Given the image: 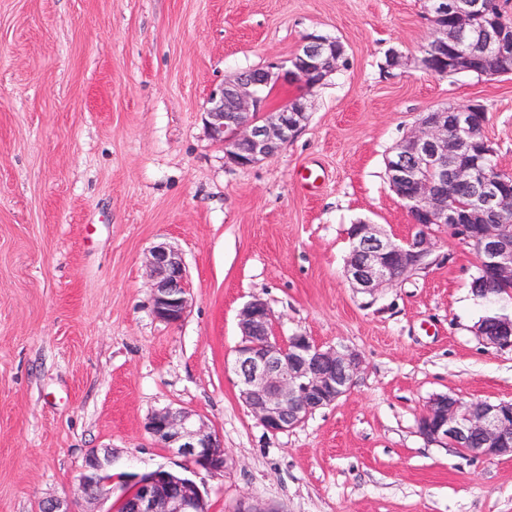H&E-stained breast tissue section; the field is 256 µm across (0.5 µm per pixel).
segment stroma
Masks as SVG:
<instances>
[{"mask_svg":"<svg viewBox=\"0 0 512 512\" xmlns=\"http://www.w3.org/2000/svg\"><path fill=\"white\" fill-rule=\"evenodd\" d=\"M310 33L340 40L347 67L307 92L273 159L228 165L205 130L211 90ZM432 35L427 0H0V512L73 496L95 450L116 497L129 474L182 471L144 429L166 407L224 438L229 468L194 476L210 512H512V459L417 430L438 394L512 400V351L473 332L512 316V296H475L476 255L444 228L427 268L375 297L345 275L350 224L412 231L385 160L425 112L483 104L512 174V75L429 73ZM161 242L188 275L176 324L152 309ZM255 298L278 335L364 361L351 393L276 435L231 370Z\"/></svg>","mask_w":512,"mask_h":512,"instance_id":"35a3bbf8","label":"stroma"}]
</instances>
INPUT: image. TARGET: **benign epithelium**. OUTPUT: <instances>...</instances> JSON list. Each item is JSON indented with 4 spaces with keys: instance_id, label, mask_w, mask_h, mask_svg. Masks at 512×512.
<instances>
[{
    "instance_id": "benign-epithelium-1",
    "label": "benign epithelium",
    "mask_w": 512,
    "mask_h": 512,
    "mask_svg": "<svg viewBox=\"0 0 512 512\" xmlns=\"http://www.w3.org/2000/svg\"><path fill=\"white\" fill-rule=\"evenodd\" d=\"M486 13L484 0H445L433 18V51L426 64L442 61L446 71H469L473 52L460 37L475 16ZM501 60L512 58V25L494 22L474 32ZM345 61V50L308 34L299 52L252 75L238 76L214 88L206 112L209 136L224 144L227 163L249 169L271 160L294 138L306 116L304 90L321 84ZM294 85L301 90L271 108L264 90ZM485 108L479 102L426 113L418 127L400 142L388 159V181L405 202L412 233L397 242L378 225H350L351 250L346 276L356 290L375 297L378 290L400 280L399 273L416 269L432 253L435 228L454 231L475 249L479 267L498 282H512V236L504 222L512 221V188L503 174H492L473 163H461L459 146L480 142ZM450 187L474 190L470 202L448 203ZM153 311L176 324L189 306L190 289L180 252L165 243L152 247L147 259ZM240 339L232 370L238 378L239 399L271 433L299 427L317 410L335 404L351 392L363 370L361 355L346 347L324 346L303 333L277 335L267 303L255 298L238 315ZM488 348L512 349V319L490 318L474 326ZM156 445L185 459L192 470L220 473L229 467L224 439L183 409L154 412L145 423ZM418 432L429 443L448 446L480 458H512V402L483 401L479 408L448 395L428 401L418 420ZM111 456L90 452L78 488L88 503L99 501L112 484ZM41 512H78L68 498L50 497ZM105 512H209L197 483L160 467L132 474L121 497Z\"/></svg>"
}]
</instances>
